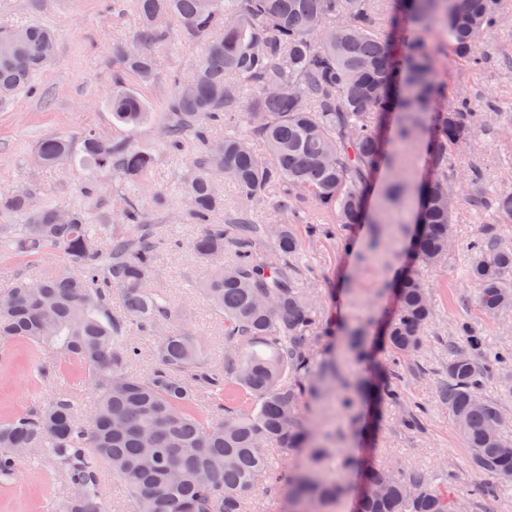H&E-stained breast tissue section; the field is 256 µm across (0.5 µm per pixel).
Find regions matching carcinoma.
<instances>
[{"instance_id":"cac0c4a2","label":"carcinoma","mask_w":512,"mask_h":512,"mask_svg":"<svg viewBox=\"0 0 512 512\" xmlns=\"http://www.w3.org/2000/svg\"><path fill=\"white\" fill-rule=\"evenodd\" d=\"M138 25L129 40L112 46V119L132 129L151 109L128 87L157 82L155 50L180 36L202 46L187 74H173L162 101V142L178 152L186 137L197 150L176 179L185 205L174 208L168 191L155 206L179 224H199L191 242L200 257L224 250L235 259L210 271L204 292L224 314V361L203 359L204 338L183 329L159 333L171 317L165 292L149 286L158 264L151 218L137 196H118L121 223L105 211L61 207L33 187L0 193V216L18 221L10 242L20 253H62L67 268L19 277L0 293V341L23 340L53 360L86 370L97 399L86 419L75 400L58 392L37 407L0 422V484L11 483L26 459L65 475L71 494L60 512H112L100 487L106 462L138 503V512H248L261 480L282 494L284 512H336L351 491L327 470L356 469L361 491L354 512H452L462 501L448 471L356 461L313 435L301 404L336 396L353 408L368 390L346 374L344 359L316 357L323 324L315 300L299 287L290 259L300 242L291 225L304 222L298 202L334 215L338 224L366 221L372 173L391 172L381 190L389 202H406L411 180L402 157L383 148L382 123L393 119L395 141L420 142L431 167L417 193L411 259L436 266L456 240L458 194L448 173L468 183L471 206L492 216L467 243L475 304L486 315L512 310V247L500 243L495 225L512 223V191L488 193L482 166L459 168L477 132L500 123L499 106L457 93L448 101L439 62L488 67L483 40L512 23V0H135ZM388 19L396 39L380 33ZM57 34L33 21L0 30V105L33 93V78L56 57ZM224 126V138L213 130ZM265 145L260 153L254 141ZM36 166L81 164L125 184L157 165L152 147L126 138L105 139L92 129L72 138L52 134L32 153ZM236 190L242 211L218 224L224 210L219 183ZM268 206L287 213L277 224H254L251 210ZM272 243L273 258L258 261L251 248ZM120 311H112V292ZM396 315L382 331L392 354L420 353L433 316L425 283L407 272L394 283ZM159 334L145 374L130 370L139 347L131 327ZM447 380L440 401L470 449L480 476L512 479V441L501 431L503 414L483 395L486 382L512 373V347L492 348L470 319L456 322ZM367 331L344 332L345 359L366 358ZM393 373L375 386L397 402ZM206 400L219 415L197 414ZM301 458L288 479L275 455Z\"/></svg>"}]
</instances>
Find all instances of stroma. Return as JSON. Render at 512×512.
I'll use <instances>...</instances> for the list:
<instances>
[{"label":"stroma","mask_w":512,"mask_h":512,"mask_svg":"<svg viewBox=\"0 0 512 512\" xmlns=\"http://www.w3.org/2000/svg\"><path fill=\"white\" fill-rule=\"evenodd\" d=\"M103 4L104 0H0V27H19L37 19L58 34L57 60L38 76V94H24L10 105L0 106V192L34 187L48 201L67 206L80 202L81 187L91 181L98 188L96 209L111 208L112 196L121 187L118 180L92 174L78 165L63 169L28 165L32 147L51 133L76 136L91 128L104 137H125L159 148L157 167L136 188L147 202L157 189L170 187L194 154L195 142L191 139L178 154L161 149L164 82L139 89L154 109L150 122L133 131L113 124L106 108L112 90V45L129 38L138 16L133 0H116L110 11L104 10ZM484 49L493 57V66L473 70L448 61L442 64L440 77L449 90L464 89L472 99L499 100L507 120L512 122V27L493 34ZM475 147L481 157L485 186L496 192L512 190V133H478ZM389 218L386 230L390 246L379 253L369 249V225L336 226L334 236L328 239L309 237L305 225H297L301 251L294 260L301 271L300 285L314 290L324 322L339 330L365 327L371 363L384 366L389 365L390 356L378 332L396 309L393 297L384 289L409 261L410 241L403 236L402 226L411 222L412 214L405 205L393 210ZM485 220V215L472 210L467 200H460L454 251L444 264L417 270L429 289L435 311L424 330L423 350L400 368L397 383L401 402L366 401L356 427L350 424L349 411L334 400L302 410L315 434L337 427L345 429L348 451L360 459L371 458L396 467L413 464L429 470L446 464L470 503V512H485L489 506L479 491L480 478L468 466L465 440L441 406L439 391L459 318L476 322L491 344L512 346V317L483 316L475 305L476 286L464 274L466 245ZM152 222L157 227L160 249L150 285L165 289L173 310L165 329L186 328L204 336L206 359L212 363L223 361L224 316L210 305L201 284L211 268L234 259V248L225 247L222 253L202 259L190 249L200 232L198 225L170 223L161 212L153 213ZM64 265L65 259L58 253L25 256L0 245V292L10 288L17 276L37 277ZM34 363L35 355L26 344L11 341L0 345V420L30 410L59 391L71 394L82 411L90 410L95 392L83 369L69 365L38 379L32 374ZM417 404L425 408L426 415L422 430L413 432L400 425L399 415ZM68 491L64 481L50 478L41 465L23 462L10 488L0 489V512H51L53 504Z\"/></svg>","instance_id":"1"}]
</instances>
